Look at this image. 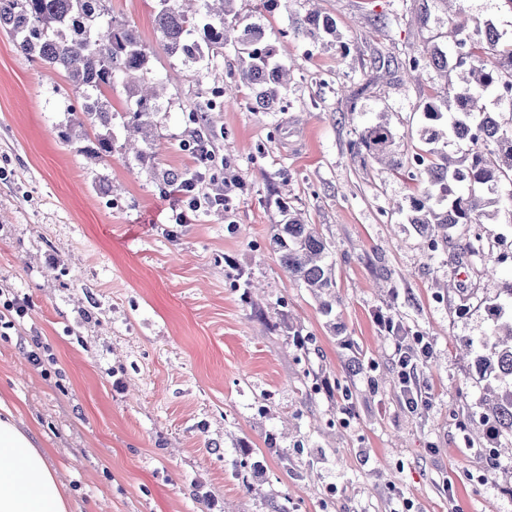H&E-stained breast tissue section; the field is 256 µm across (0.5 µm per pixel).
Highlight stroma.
<instances>
[{"label":"stroma","mask_w":512,"mask_h":512,"mask_svg":"<svg viewBox=\"0 0 512 512\" xmlns=\"http://www.w3.org/2000/svg\"><path fill=\"white\" fill-rule=\"evenodd\" d=\"M259 2L239 0L240 17L264 25L292 74L274 112L254 110L236 47L217 59L223 80L195 73L165 52L156 0H110L166 80L148 167L124 151L122 87L111 156L88 154L81 97L0 33V289L31 300L0 335V399L46 448L69 512H512V455L480 419L484 383L458 345L488 334L485 269L512 278L500 259L512 211L456 225L455 244L478 232L491 244L456 263L406 219L420 180L351 154L382 118L403 158L419 146L421 105L444 79L407 83L401 64L447 46L448 6L278 0L261 14ZM460 3L458 19L512 39L503 0ZM314 5L335 34L287 35ZM201 107L215 119L204 168L188 145ZM196 168L200 191L231 205L170 223L175 199L154 174ZM282 199L331 246L330 309L280 261ZM419 341L428 401L411 410L398 358Z\"/></svg>","instance_id":"stroma-1"}]
</instances>
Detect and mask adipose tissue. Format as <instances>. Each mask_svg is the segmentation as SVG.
Returning a JSON list of instances; mask_svg holds the SVG:
<instances>
[{"mask_svg": "<svg viewBox=\"0 0 512 512\" xmlns=\"http://www.w3.org/2000/svg\"><path fill=\"white\" fill-rule=\"evenodd\" d=\"M45 451L0 400V512H68Z\"/></svg>", "mask_w": 512, "mask_h": 512, "instance_id": "obj_1", "label": "adipose tissue"}]
</instances>
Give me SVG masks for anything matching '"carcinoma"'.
<instances>
[{"label":"carcinoma","mask_w":512,"mask_h":512,"mask_svg":"<svg viewBox=\"0 0 512 512\" xmlns=\"http://www.w3.org/2000/svg\"><path fill=\"white\" fill-rule=\"evenodd\" d=\"M105 0H0V31L11 36L17 51L28 62L58 70L83 99L76 125L90 123L105 133L84 134L87 150L100 158L112 153V102L109 93L117 82L126 91V127L141 135L129 149L142 164L150 160L153 116L162 110L157 87L164 81L152 76L150 56L136 32L117 21L104 8ZM235 0H157L154 22L162 46L181 55L198 71L217 69L215 59L224 47H244L239 80L255 93V109L275 111L288 91V69L276 63V48L264 40L258 24L241 26L233 15ZM293 34L310 40L335 32L329 18L308 12L294 23ZM402 68L408 76L420 69L445 74L457 70L466 76L447 84L443 106L423 105L424 125L419 139L429 148L410 157L425 188L410 201L408 221L419 227L433 248L453 244L450 229L458 224H488L502 200L512 204V42L489 21L473 27L457 24L448 50L439 47L407 58ZM509 119H502L503 113ZM394 132L378 121L360 133L353 149L363 158L403 167L393 150ZM194 181L190 172H163V185L176 189ZM282 219L276 225L274 243L288 274L317 296L331 295L336 287L329 244L317 225L305 223L280 203ZM485 250L480 235L458 246V259ZM489 335L474 342L460 339L466 351L475 353L474 366L481 379L497 384L494 399L482 398L485 415L495 424L507 445H512V313L494 303L487 307Z\"/></svg>","instance_id":"cac0c4a2"}]
</instances>
